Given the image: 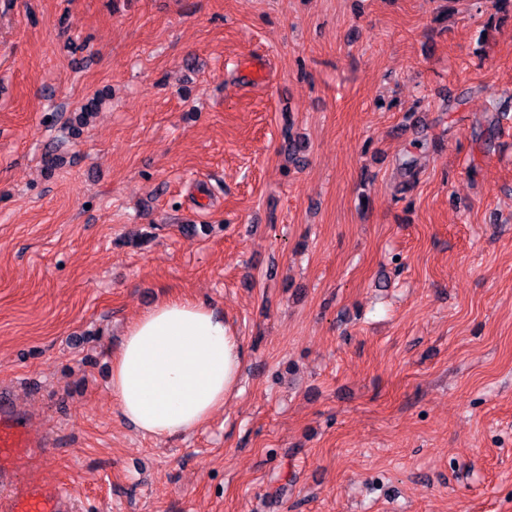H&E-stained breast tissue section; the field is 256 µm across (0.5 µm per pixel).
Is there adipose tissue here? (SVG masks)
Here are the masks:
<instances>
[{"label":"adipose tissue","mask_w":512,"mask_h":512,"mask_svg":"<svg viewBox=\"0 0 512 512\" xmlns=\"http://www.w3.org/2000/svg\"><path fill=\"white\" fill-rule=\"evenodd\" d=\"M244 362L242 340L222 315L169 299L130 324L112 361V399L142 435L170 437L223 407Z\"/></svg>","instance_id":"adipose-tissue-1"}]
</instances>
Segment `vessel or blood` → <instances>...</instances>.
<instances>
[{"mask_svg": "<svg viewBox=\"0 0 512 512\" xmlns=\"http://www.w3.org/2000/svg\"><path fill=\"white\" fill-rule=\"evenodd\" d=\"M38 451L13 398L0 389V487L10 491L7 500H0V512H72L73 505L61 488L16 486V468Z\"/></svg>", "mask_w": 512, "mask_h": 512, "instance_id": "obj_1", "label": "vessel or blood"}]
</instances>
